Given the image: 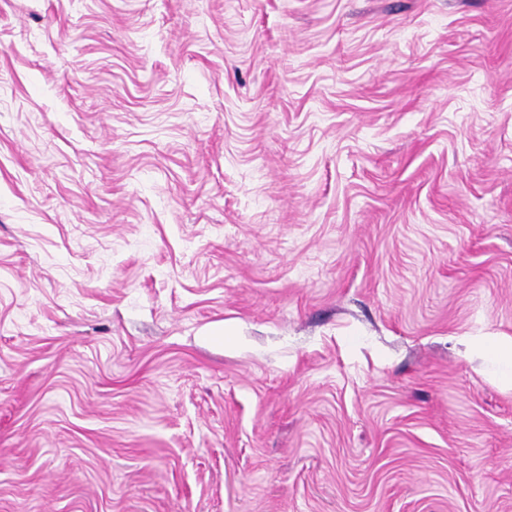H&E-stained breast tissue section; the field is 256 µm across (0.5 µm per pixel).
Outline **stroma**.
I'll list each match as a JSON object with an SVG mask.
<instances>
[{
    "instance_id": "1",
    "label": "stroma",
    "mask_w": 512,
    "mask_h": 512,
    "mask_svg": "<svg viewBox=\"0 0 512 512\" xmlns=\"http://www.w3.org/2000/svg\"><path fill=\"white\" fill-rule=\"evenodd\" d=\"M512 0H0V512H512Z\"/></svg>"
}]
</instances>
